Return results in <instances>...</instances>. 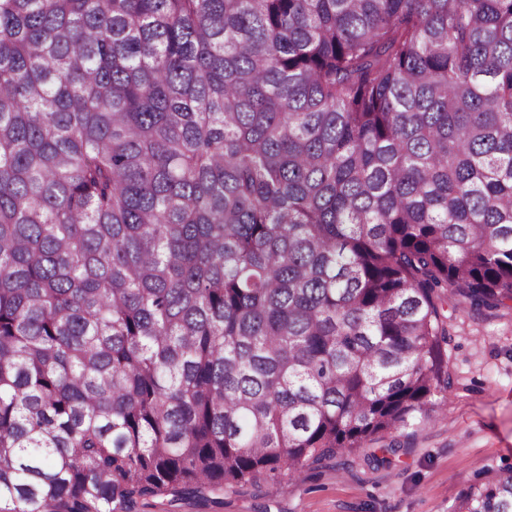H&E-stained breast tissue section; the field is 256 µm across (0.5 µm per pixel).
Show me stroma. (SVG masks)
Returning a JSON list of instances; mask_svg holds the SVG:
<instances>
[{"mask_svg": "<svg viewBox=\"0 0 512 512\" xmlns=\"http://www.w3.org/2000/svg\"><path fill=\"white\" fill-rule=\"evenodd\" d=\"M451 334L448 403L397 433L403 449L391 466L360 451L295 484H247L174 506L162 496L133 512H454L464 480L512 471V309L456 312Z\"/></svg>", "mask_w": 512, "mask_h": 512, "instance_id": "1", "label": "stroma"}]
</instances>
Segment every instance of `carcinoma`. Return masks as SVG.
Listing matches in <instances>:
<instances>
[{
    "instance_id": "1",
    "label": "carcinoma",
    "mask_w": 512,
    "mask_h": 512,
    "mask_svg": "<svg viewBox=\"0 0 512 512\" xmlns=\"http://www.w3.org/2000/svg\"><path fill=\"white\" fill-rule=\"evenodd\" d=\"M450 295L512 301V0H0V512L334 466Z\"/></svg>"
}]
</instances>
